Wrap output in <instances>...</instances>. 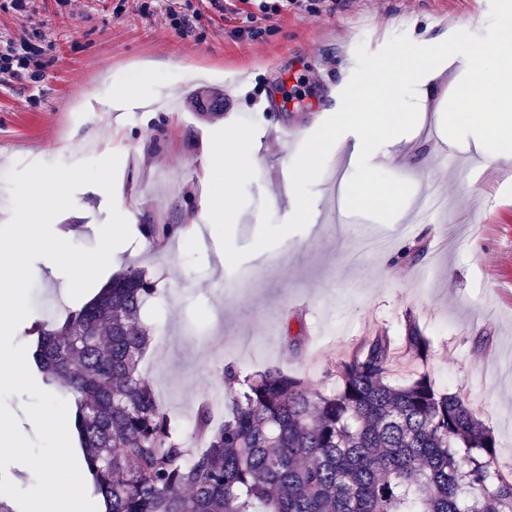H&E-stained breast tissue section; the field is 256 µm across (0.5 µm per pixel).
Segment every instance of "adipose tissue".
Segmentation results:
<instances>
[{
    "label": "adipose tissue",
    "mask_w": 512,
    "mask_h": 512,
    "mask_svg": "<svg viewBox=\"0 0 512 512\" xmlns=\"http://www.w3.org/2000/svg\"><path fill=\"white\" fill-rule=\"evenodd\" d=\"M459 60L469 66L471 78L456 96L455 124L477 128L487 145L511 150L512 21L502 22L497 49L476 46L460 59L449 54L445 37L438 36L429 40L425 50L406 48L393 67L366 73L344 95L334 117L322 123L318 140L295 166L287 185L290 205L299 217L308 214L300 184L315 176L321 158L333 152L344 135L354 136L363 154L371 155L376 145L393 140L406 123L394 111L400 89L414 85L420 103H427L429 84L441 77L444 67Z\"/></svg>",
    "instance_id": "ef3b65f1"
}]
</instances>
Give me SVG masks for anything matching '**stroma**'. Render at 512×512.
<instances>
[{
	"label": "stroma",
	"mask_w": 512,
	"mask_h": 512,
	"mask_svg": "<svg viewBox=\"0 0 512 512\" xmlns=\"http://www.w3.org/2000/svg\"><path fill=\"white\" fill-rule=\"evenodd\" d=\"M142 0H30L28 12L0 0V36L42 24L57 49L40 72L0 84V224L11 217V169L71 165L119 154L115 200H136L132 238L121 267L137 266L158 293L141 317L153 339L140 364L175 433L190 449L193 413L224 390V369L247 378L267 365L335 391L336 363L363 336L406 334L416 322L430 340L427 370L439 390L461 393L484 412L503 472H512V160L496 148L478 174L445 160L476 152L473 131L448 120L467 71L442 77L419 114L412 89L398 109L409 122L392 147L351 162L350 146L325 155L301 195L315 213L335 181L359 183L367 165L378 179L402 185L398 206L346 212L342 221H301L284 197L292 166L310 150L317 124L335 111L365 71L389 65L403 47L444 33L449 51L496 46L512 0H346L318 16L257 14L255 0H168L193 18L181 36L165 12L140 11ZM254 24H246L247 15ZM300 86L304 99L283 100ZM136 91L157 111H105ZM298 132L295 142L281 133ZM253 137L247 175L226 186L208 166L206 145ZM448 198L444 220L413 215L424 188ZM226 196L215 217L207 196ZM75 207L54 231L95 247L93 226L108 219L106 193L80 188ZM146 224H173L182 234L149 243ZM421 245L412 259L399 250ZM229 253L218 264V253ZM31 322L63 323L82 300L70 299L65 276L34 263ZM299 336L298 348L288 346Z\"/></svg>",
	"instance_id": "35a3bbf8"
}]
</instances>
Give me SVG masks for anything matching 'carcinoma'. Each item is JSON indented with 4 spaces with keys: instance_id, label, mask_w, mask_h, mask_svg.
<instances>
[{
    "instance_id": "obj_1",
    "label": "carcinoma",
    "mask_w": 512,
    "mask_h": 512,
    "mask_svg": "<svg viewBox=\"0 0 512 512\" xmlns=\"http://www.w3.org/2000/svg\"><path fill=\"white\" fill-rule=\"evenodd\" d=\"M177 230L143 227L151 241ZM156 293L131 266L62 324L31 331L38 371L78 401L74 426L106 512H512L490 427L435 387L430 341L414 326L401 343L365 337L330 394L277 365L242 382L224 368V420L199 406L204 448L189 451L139 370L150 340L141 311ZM402 359L414 376L394 384Z\"/></svg>"
}]
</instances>
